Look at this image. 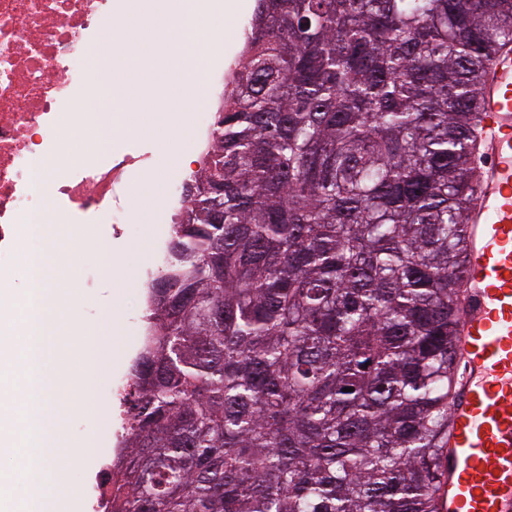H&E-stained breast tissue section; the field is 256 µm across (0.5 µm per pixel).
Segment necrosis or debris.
Segmentation results:
<instances>
[{"instance_id":"1","label":"necrosis or debris","mask_w":512,"mask_h":512,"mask_svg":"<svg viewBox=\"0 0 512 512\" xmlns=\"http://www.w3.org/2000/svg\"><path fill=\"white\" fill-rule=\"evenodd\" d=\"M112 0H0V288L31 272L35 228L57 227L58 260L76 254L79 224H108L122 238L131 183L151 153L82 144L87 167L40 184L47 163L71 145V125L98 124L100 66L94 53L112 19Z\"/></svg>"}]
</instances>
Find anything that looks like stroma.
Segmentation results:
<instances>
[{
    "instance_id": "1",
    "label": "stroma",
    "mask_w": 512,
    "mask_h": 512,
    "mask_svg": "<svg viewBox=\"0 0 512 512\" xmlns=\"http://www.w3.org/2000/svg\"><path fill=\"white\" fill-rule=\"evenodd\" d=\"M237 24L225 31L222 47L223 64L211 67L207 75V101L201 112L215 113L224 78L232 68L244 41V28L249 23L255 0H237ZM153 130L148 134L127 127L115 128L113 147H135L149 151L153 163L146 176L140 177L129 191L131 229L117 245L121 264L118 277L101 275L92 288L79 284L75 263L60 266L57 286L75 294L80 305L75 313L65 316L62 330L66 341L64 365L74 382L94 393L92 409L73 400L67 420L50 428L51 440L64 447L63 463L69 475L66 501L74 512H92L94 489L99 472L116 453L115 437L97 428L94 422L112 404L108 386L125 380L136 356L139 329L134 322L136 307L143 296L142 283L152 265L161 233L169 226L172 209L169 200L172 187L184 169L185 155H199L206 132L194 120H187L184 138L175 148H167L171 138V114L168 104L143 99Z\"/></svg>"
}]
</instances>
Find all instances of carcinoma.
<instances>
[{
	"instance_id": "obj_1",
	"label": "carcinoma",
	"mask_w": 512,
	"mask_h": 512,
	"mask_svg": "<svg viewBox=\"0 0 512 512\" xmlns=\"http://www.w3.org/2000/svg\"><path fill=\"white\" fill-rule=\"evenodd\" d=\"M511 42L512 0H257L104 512H439L473 114Z\"/></svg>"
}]
</instances>
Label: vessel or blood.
Returning a JSON list of instances; mask_svg holds the SVG:
<instances>
[{
	"mask_svg": "<svg viewBox=\"0 0 512 512\" xmlns=\"http://www.w3.org/2000/svg\"><path fill=\"white\" fill-rule=\"evenodd\" d=\"M484 132L477 197L468 211L464 303L454 341L441 512H512V45L480 77Z\"/></svg>",
	"mask_w": 512,
	"mask_h": 512,
	"instance_id": "1",
	"label": "vessel or blood"
}]
</instances>
